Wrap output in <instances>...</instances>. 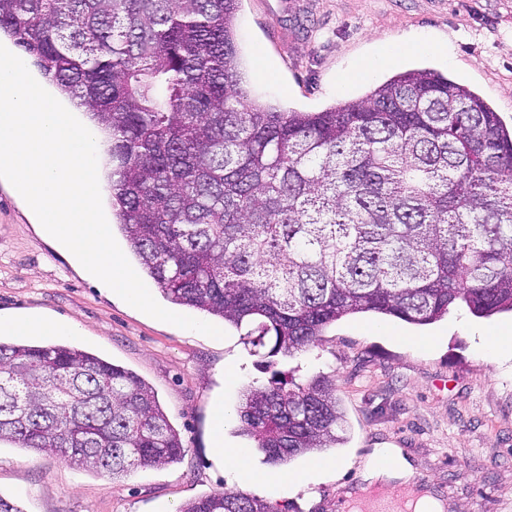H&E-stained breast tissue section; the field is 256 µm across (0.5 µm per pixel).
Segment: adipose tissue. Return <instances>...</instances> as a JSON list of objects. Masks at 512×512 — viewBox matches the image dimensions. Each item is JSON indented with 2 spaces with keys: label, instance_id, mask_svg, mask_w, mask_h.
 Masks as SVG:
<instances>
[{
  "label": "adipose tissue",
  "instance_id": "1",
  "mask_svg": "<svg viewBox=\"0 0 512 512\" xmlns=\"http://www.w3.org/2000/svg\"><path fill=\"white\" fill-rule=\"evenodd\" d=\"M436 52L447 54L445 45L413 35H404L393 42L380 45L376 55L363 60L359 65L361 74L368 75L377 68L392 63L405 51ZM22 332H35L44 336H77L81 329L78 324H61L47 316L27 315L19 317L0 316V335L12 336ZM229 420V414L224 409H217L214 417L213 444L216 456L225 461L233 473L239 487H260L263 489H285L302 483L304 474L266 473L253 468L251 451L242 446L228 447L224 444V428Z\"/></svg>",
  "mask_w": 512,
  "mask_h": 512
}]
</instances>
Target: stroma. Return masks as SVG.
<instances>
[{"label": "stroma", "mask_w": 512, "mask_h": 512, "mask_svg": "<svg viewBox=\"0 0 512 512\" xmlns=\"http://www.w3.org/2000/svg\"><path fill=\"white\" fill-rule=\"evenodd\" d=\"M404 34L448 45L408 53L338 86L380 43ZM239 47L254 95L284 110L317 112L366 97L393 74L431 67L468 84L512 125V0H241ZM79 323L77 347L153 387L185 446L161 468L114 479L58 457L0 444V497L22 512H179L189 500L237 486L213 452L216 405L236 408L243 387L272 372L304 384L329 376L347 419L344 445L295 458L288 471L336 468L272 495L289 512H342L365 484L376 449H401L415 478L447 512H512V349L483 337L512 330V314L479 318L459 306L433 324L345 317L313 346L266 370L234 329L215 339L157 320L84 277L39 234L0 181V315Z\"/></svg>", "instance_id": "1"}]
</instances>
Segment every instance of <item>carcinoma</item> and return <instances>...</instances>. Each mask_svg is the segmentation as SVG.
<instances>
[{
	"label": "carcinoma",
	"mask_w": 512,
	"mask_h": 512,
	"mask_svg": "<svg viewBox=\"0 0 512 512\" xmlns=\"http://www.w3.org/2000/svg\"><path fill=\"white\" fill-rule=\"evenodd\" d=\"M240 2L0 0V35L109 136L113 226L164 297L270 366L350 315L512 312V127L430 68L319 112L260 103ZM237 417L275 465L336 444L342 420L325 377L276 372ZM5 440L114 479L185 452L147 382L64 345L0 343ZM180 512L284 510L219 492Z\"/></svg>",
	"instance_id": "obj_1"
}]
</instances>
